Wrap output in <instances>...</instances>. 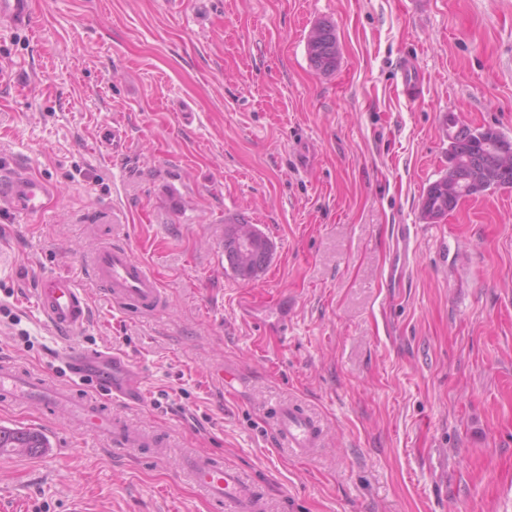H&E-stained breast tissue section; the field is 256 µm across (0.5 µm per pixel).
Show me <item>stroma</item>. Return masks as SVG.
Listing matches in <instances>:
<instances>
[{"label":"stroma","instance_id":"35a3bbf8","mask_svg":"<svg viewBox=\"0 0 512 512\" xmlns=\"http://www.w3.org/2000/svg\"><path fill=\"white\" fill-rule=\"evenodd\" d=\"M33 8L34 31L0 35V164L56 196L37 215L0 211V354L53 373L73 347L124 351L147 396L113 410L158 444L119 449L0 403V425L49 443L0 452V512H212L182 466L194 451L223 454L266 512H512V190L420 218L448 166L446 117L512 138V0ZM323 22L330 75L307 53ZM112 125L124 136L108 148ZM233 220L272 246L249 283L224 257ZM104 242L159 274L162 312L126 315L89 278ZM41 273L86 293L77 337L34 308ZM286 402L326 434L308 457L277 445ZM307 52L314 67L323 74L336 69L338 49L332 26L322 23L316 27L307 42ZM408 251L409 239L406 237L405 233H402V235H399L397 246L393 252V257L389 269L388 278L390 283L394 286H396V284H398L400 281Z\"/></svg>","mask_w":512,"mask_h":512}]
</instances>
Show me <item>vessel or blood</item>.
Returning <instances> with one entry per match:
<instances>
[{"instance_id": "1", "label": "vessel or blood", "mask_w": 512, "mask_h": 512, "mask_svg": "<svg viewBox=\"0 0 512 512\" xmlns=\"http://www.w3.org/2000/svg\"><path fill=\"white\" fill-rule=\"evenodd\" d=\"M35 26L32 0H0V29L30 30ZM53 192L51 184L20 166L0 167L2 212L42 213ZM86 265L94 280L120 309L150 314L164 308L166 296L158 275L148 264L135 258L126 246H99L89 254ZM34 292L38 312L57 334L68 338L86 326L88 302L70 278L42 274L35 282ZM66 362L78 375L90 370L110 372L111 403L80 394L50 376L23 370L3 355L0 356V401L19 407L37 403L55 412H65L77 429L114 440L127 449L154 446L151 434L129 428L112 412V402H134L139 396L141 376L128 359L115 353L74 351L67 354ZM275 434L282 446L300 456L321 444L317 419L294 405L286 404L277 410ZM184 468L211 503L231 505L235 512H265V501L256 494L252 484L220 456L191 453L184 460Z\"/></svg>"}]
</instances>
